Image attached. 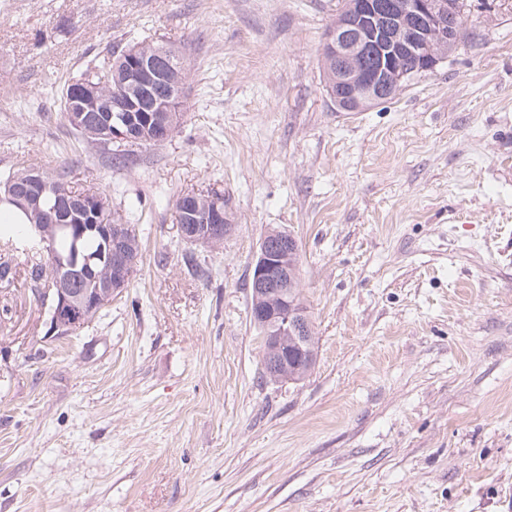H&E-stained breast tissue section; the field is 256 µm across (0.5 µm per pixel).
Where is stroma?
Masks as SVG:
<instances>
[{
    "label": "stroma",
    "mask_w": 512,
    "mask_h": 512,
    "mask_svg": "<svg viewBox=\"0 0 512 512\" xmlns=\"http://www.w3.org/2000/svg\"><path fill=\"white\" fill-rule=\"evenodd\" d=\"M344 0H0V177L66 165L110 188L137 274L48 333L18 235L0 283V512H512V0L469 12L447 61L340 111L322 72ZM195 65L181 125L123 162L59 90L107 44ZM223 193L216 250L173 203ZM300 245L317 359L263 375L250 266Z\"/></svg>",
    "instance_id": "1"
}]
</instances>
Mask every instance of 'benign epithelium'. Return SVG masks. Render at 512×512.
<instances>
[{
	"instance_id": "obj_1",
	"label": "benign epithelium",
	"mask_w": 512,
	"mask_h": 512,
	"mask_svg": "<svg viewBox=\"0 0 512 512\" xmlns=\"http://www.w3.org/2000/svg\"><path fill=\"white\" fill-rule=\"evenodd\" d=\"M344 21L331 31L325 49L336 65V76L328 85L336 106L346 111L363 110L392 98L415 74L432 72L459 45L460 30L450 24L459 16L453 0H401L382 5L379 0H346ZM406 54L420 55L421 66L408 71L400 65ZM128 66L115 74L119 93L100 96L97 85L88 80L80 109L69 113L74 126L87 137L107 135L114 143H148L172 136L182 112L181 84L172 77L178 67L179 50L174 47L151 51L141 45L125 49ZM117 112H136L139 124L149 129L150 136L140 138L131 131L130 119L115 117ZM27 208L43 211L49 207L52 220L48 224L30 225L31 235L39 244L53 241L55 236L71 228L70 219L84 217L95 223L100 201H86L69 194L47 197V189L38 178L29 179V187L15 194ZM177 208L185 219L178 225L182 240L204 249L217 247L227 234L224 211L202 205L196 194L179 196ZM204 228H199V225ZM108 246V267L103 276L92 275L87 288H73L58 280L47 289L51 294L54 315L49 332L68 335L85 325L89 313L112 301L133 280L134 263L125 258V242L112 227L101 229ZM299 253L294 235L277 230L260 242L252 263L254 307L253 323L260 324L267 311L284 309L294 334L307 335L309 328L290 299L288 289L294 287L295 271L291 259ZM285 344L273 336L267 340L266 362L275 379L288 373L284 358Z\"/></svg>"
}]
</instances>
